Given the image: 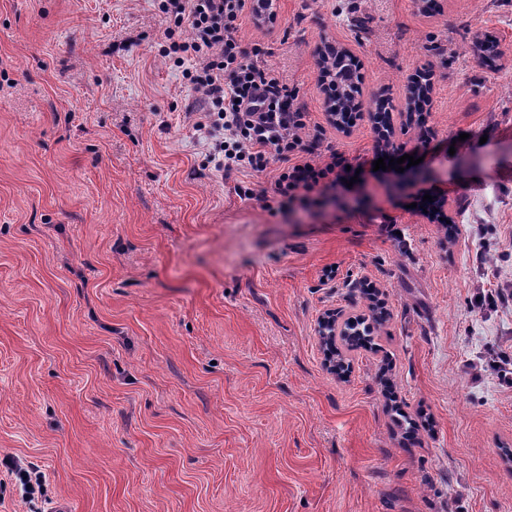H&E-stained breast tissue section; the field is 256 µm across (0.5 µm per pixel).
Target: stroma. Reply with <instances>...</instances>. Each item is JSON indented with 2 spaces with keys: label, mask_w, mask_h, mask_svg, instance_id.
I'll use <instances>...</instances> for the list:
<instances>
[{
  "label": "stroma",
  "mask_w": 512,
  "mask_h": 512,
  "mask_svg": "<svg viewBox=\"0 0 512 512\" xmlns=\"http://www.w3.org/2000/svg\"><path fill=\"white\" fill-rule=\"evenodd\" d=\"M340 4L278 0L236 37L306 142L370 161L383 98L429 176L274 215V169L203 173L155 0H0V512H512V0H359L361 31ZM327 41L361 63L344 131ZM329 310L372 327L334 372Z\"/></svg>",
  "instance_id": "obj_1"
}]
</instances>
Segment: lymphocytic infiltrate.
Masks as SVG:
<instances>
[{
  "instance_id": "lymphocytic-infiltrate-1",
  "label": "lymphocytic infiltrate",
  "mask_w": 512,
  "mask_h": 512,
  "mask_svg": "<svg viewBox=\"0 0 512 512\" xmlns=\"http://www.w3.org/2000/svg\"><path fill=\"white\" fill-rule=\"evenodd\" d=\"M247 2L160 0L169 21L163 54L201 94L192 131L209 147L206 170L226 178L279 162L272 187L278 211L306 209L345 186L350 161L336 152L324 162L304 157L307 114L297 93L243 52L235 37Z\"/></svg>"
}]
</instances>
